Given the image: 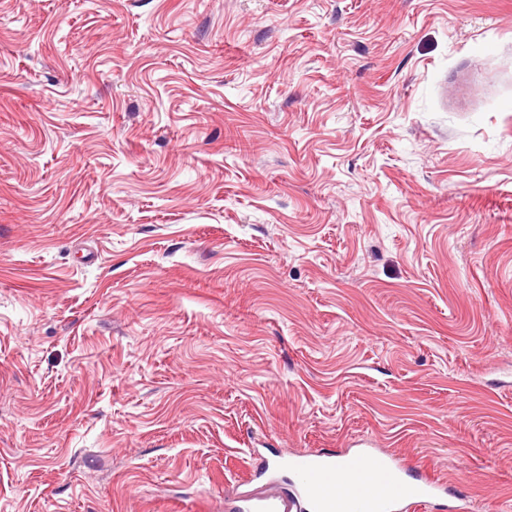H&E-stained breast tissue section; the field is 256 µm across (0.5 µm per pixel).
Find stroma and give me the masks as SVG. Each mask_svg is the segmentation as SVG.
Returning a JSON list of instances; mask_svg holds the SVG:
<instances>
[{"instance_id":"35a3bbf8","label":"stroma","mask_w":512,"mask_h":512,"mask_svg":"<svg viewBox=\"0 0 512 512\" xmlns=\"http://www.w3.org/2000/svg\"><path fill=\"white\" fill-rule=\"evenodd\" d=\"M362 443L512 512V0H0V512Z\"/></svg>"}]
</instances>
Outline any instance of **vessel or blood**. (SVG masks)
Returning <instances> with one entry per match:
<instances>
[{"mask_svg":"<svg viewBox=\"0 0 512 512\" xmlns=\"http://www.w3.org/2000/svg\"><path fill=\"white\" fill-rule=\"evenodd\" d=\"M284 466L293 477L292 496L250 499L248 512H313L311 490L320 483L340 484L351 512H421L433 503L440 484L435 480L417 483L407 492L408 480L395 458L365 451L291 455Z\"/></svg>","mask_w":512,"mask_h":512,"instance_id":"1","label":"vessel or blood"}]
</instances>
